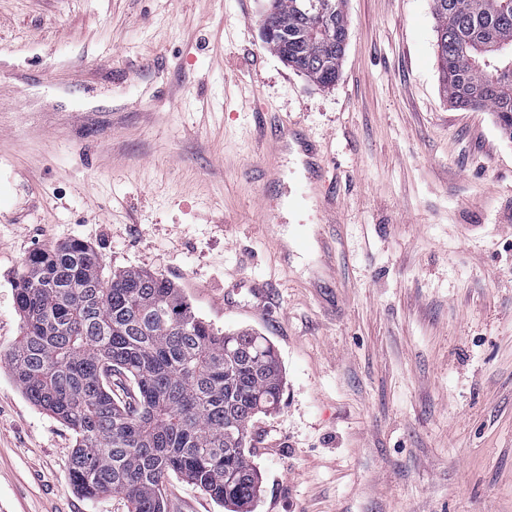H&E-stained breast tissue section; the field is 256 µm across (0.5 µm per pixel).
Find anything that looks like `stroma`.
I'll use <instances>...</instances> for the list:
<instances>
[{
    "label": "stroma",
    "mask_w": 512,
    "mask_h": 512,
    "mask_svg": "<svg viewBox=\"0 0 512 512\" xmlns=\"http://www.w3.org/2000/svg\"><path fill=\"white\" fill-rule=\"evenodd\" d=\"M265 9L0 0V512H128L73 490V432L2 360L23 259L72 239L274 345L286 386L250 430L254 512H512V142L446 99L430 0H348L329 88L266 47ZM272 122L325 172L267 151ZM309 183L331 198L265 223L263 195ZM165 499L224 512L176 477Z\"/></svg>",
    "instance_id": "stroma-1"
}]
</instances>
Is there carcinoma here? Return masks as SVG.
Segmentation results:
<instances>
[{"instance_id": "obj_1", "label": "carcinoma", "mask_w": 512, "mask_h": 512, "mask_svg": "<svg viewBox=\"0 0 512 512\" xmlns=\"http://www.w3.org/2000/svg\"><path fill=\"white\" fill-rule=\"evenodd\" d=\"M347 0H269L263 43L317 85L339 78ZM440 82L452 104L494 113L512 140V8L432 0ZM21 336L7 354L22 394L70 428L74 490L119 493L129 512H166L173 476L226 512H252L256 418L277 410L281 363L269 340L197 316L172 280L105 270L78 240L30 253L15 278Z\"/></svg>"}]
</instances>
